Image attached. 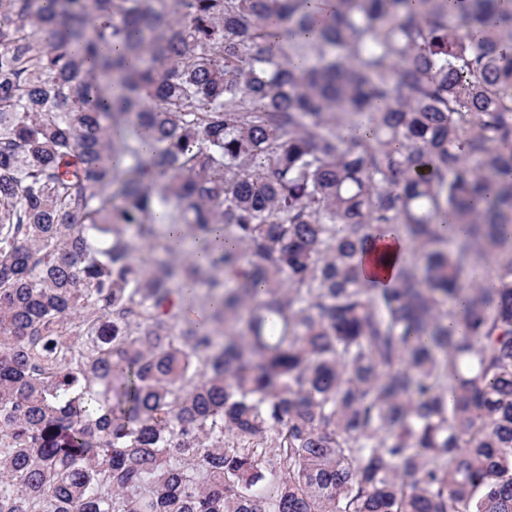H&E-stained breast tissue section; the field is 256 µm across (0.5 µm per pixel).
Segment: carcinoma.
Returning a JSON list of instances; mask_svg holds the SVG:
<instances>
[{
	"instance_id": "obj_1",
	"label": "carcinoma",
	"mask_w": 512,
	"mask_h": 512,
	"mask_svg": "<svg viewBox=\"0 0 512 512\" xmlns=\"http://www.w3.org/2000/svg\"><path fill=\"white\" fill-rule=\"evenodd\" d=\"M0 512H512V6L0 0ZM387 253L394 260H404L408 257V246L404 240L394 233H388L384 236L382 242L375 247V251L370 253L365 261V278L381 284H388L392 276V267L383 266L376 261V255Z\"/></svg>"
}]
</instances>
